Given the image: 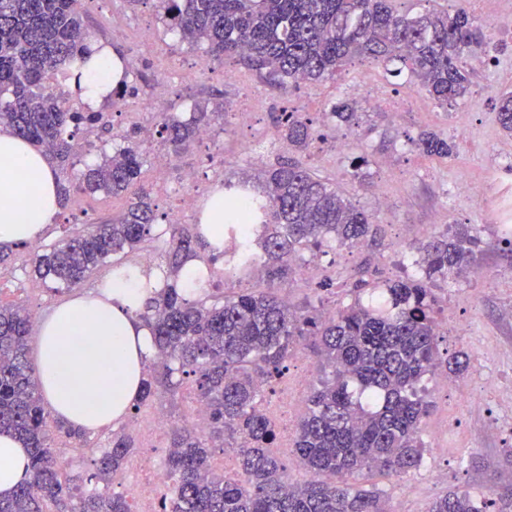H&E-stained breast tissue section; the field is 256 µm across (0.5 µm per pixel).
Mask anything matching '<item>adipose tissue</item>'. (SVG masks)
I'll return each instance as SVG.
<instances>
[{"instance_id":"ef3b65f1","label":"adipose tissue","mask_w":512,"mask_h":512,"mask_svg":"<svg viewBox=\"0 0 512 512\" xmlns=\"http://www.w3.org/2000/svg\"><path fill=\"white\" fill-rule=\"evenodd\" d=\"M122 77L121 56L104 48L83 80L81 103L97 111ZM61 210L58 176L27 140L0 133V248L39 240ZM159 272L135 267L129 277L107 281L39 321L34 344L43 396L60 418L88 431L124 417L137 398L151 331L138 317L160 290ZM28 453L20 441L0 435V495H10L26 475Z\"/></svg>"}]
</instances>
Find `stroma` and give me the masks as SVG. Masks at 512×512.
Segmentation results:
<instances>
[{"mask_svg":"<svg viewBox=\"0 0 512 512\" xmlns=\"http://www.w3.org/2000/svg\"><path fill=\"white\" fill-rule=\"evenodd\" d=\"M469 11L485 37V56L470 94L450 109L438 106L408 75L387 74L382 66L364 63L347 67L335 78L315 84L279 86L263 71L238 58L209 62L202 47L183 42L166 30L154 0H83L82 11L98 43L116 49L129 65V80L138 88L132 98L113 99L106 110L115 130H136L143 143L142 182L150 190L158 223L181 210V221H198L199 206L209 189L227 180L286 159L298 160L317 177L336 186L352 203L374 215L381 232L376 240L356 246L322 248V279L328 289L315 292L301 276L276 284L275 293L300 305L321 294L326 309L351 303L346 287L372 274L376 281L403 276L404 258H417L423 242L420 227L439 234L458 224L481 231L483 245L467 275L436 282L440 301L436 338L440 359L467 353L469 366L460 375L431 376L427 382L431 407L423 423L425 444H437L440 457L424 455L419 468L392 475L371 472L361 485L399 504L402 512H426L430 502L448 491L488 494L512 486V418L506 405L512 397V136L501 129L498 106L512 91V0H468ZM159 94L166 112H188L201 105L212 111L211 135L196 139L186 150L170 154L159 133V119L138 113L141 98ZM355 104L357 118L332 121L328 104L336 98ZM250 106L253 123L240 127L237 112ZM284 112H302L321 138L296 151L276 131ZM448 139V158L427 156L416 146L422 131ZM170 154L172 164L157 173L155 159ZM368 159L361 170L352 160ZM193 171L192 184L182 180ZM384 192H377V184ZM474 186L471 195L460 184ZM125 196L75 195L43 237L50 243L65 230L120 215ZM30 248H16L10 271L0 274V302L19 303L33 319L79 295L94 293L109 276L102 267L82 285L65 293L31 292L26 261ZM114 430L106 425L87 436L86 446L55 436L54 448L74 475L94 468L101 448Z\"/></svg>","mask_w":512,"mask_h":512,"instance_id":"35a3bbf8","label":"stroma"}]
</instances>
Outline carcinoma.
Returning a JSON list of instances; mask_svg holds the SVG:
<instances>
[{
  "label": "carcinoma",
  "instance_id": "obj_1",
  "mask_svg": "<svg viewBox=\"0 0 512 512\" xmlns=\"http://www.w3.org/2000/svg\"><path fill=\"white\" fill-rule=\"evenodd\" d=\"M430 4L419 12L397 11L392 0H157L160 19L211 57L240 56L281 86L323 81L355 61L398 62L442 108L471 90L484 45L482 29L460 6L454 13ZM81 0H0V128L43 151L59 171L61 203L71 192L133 195L125 212L107 224H88L30 256L32 281L54 293L82 284L116 255L136 251L152 236L156 215L141 185L143 157L129 133L112 132L108 115L82 106L69 111L43 92L49 77L80 85L89 69L91 35ZM330 117L351 123L356 112L338 101ZM199 107L187 119L161 116V135L181 148L210 125ZM498 121L512 135V92L502 95ZM278 131L305 150L321 134L301 112H284ZM84 135L112 133L119 144L95 146ZM417 145L428 156L447 157L448 141L424 132ZM97 148L99 159L82 163ZM224 237L235 250L213 253L198 224H170L162 240L171 284L140 313L155 347L131 410L160 390L176 387L173 376L190 379L206 409L205 427L173 431L165 470L172 496L161 512H385L382 497L345 481L378 469L389 474L420 467L421 431L430 403L423 379L440 366L438 321L432 286L474 268L482 239L472 224H458L421 244V273L381 288L364 278L350 289L353 303L326 316L310 302L293 307L271 292L245 289L232 295L201 288L193 297L180 284L189 258L209 265L260 266L273 283L296 273L305 250L332 242L358 245L376 236L366 210L345 199L294 159L282 160L236 185L224 183ZM31 315L0 303V432L29 449V477L12 495L0 497V512H132L127 498L86 488L53 455L52 429L83 440L45 408L28 359ZM315 339L326 370L308 397L295 448L310 479L295 487L285 465L268 448L275 434L257 406L274 377L286 367L294 345ZM237 443L239 470L218 474L216 449ZM134 439L112 436L90 479L109 482L134 454ZM427 512H512V487L476 498L450 491Z\"/></svg>",
  "mask_w": 512,
  "mask_h": 512
}]
</instances>
